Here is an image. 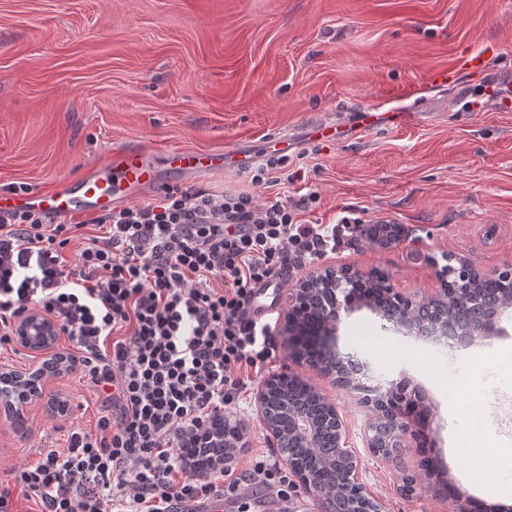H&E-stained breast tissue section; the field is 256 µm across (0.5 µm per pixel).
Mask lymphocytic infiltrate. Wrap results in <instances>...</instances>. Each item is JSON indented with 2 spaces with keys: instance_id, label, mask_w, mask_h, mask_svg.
Instances as JSON below:
<instances>
[{
  "instance_id": "1",
  "label": "lymphocytic infiltrate",
  "mask_w": 512,
  "mask_h": 512,
  "mask_svg": "<svg viewBox=\"0 0 512 512\" xmlns=\"http://www.w3.org/2000/svg\"><path fill=\"white\" fill-rule=\"evenodd\" d=\"M99 235L32 210L0 217V347L35 310L56 321L103 403L92 430L13 466L0 512L15 498L39 512H180L181 504L238 496L250 480L281 501L295 488L274 456L245 478L225 464L192 467L187 447L237 412L245 371L262 374L278 349L254 319L256 285L289 277L351 240L355 220L304 224L295 204L248 193L176 189L93 219ZM81 240L74 267L62 251Z\"/></svg>"
}]
</instances>
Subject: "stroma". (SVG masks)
<instances>
[{
    "mask_svg": "<svg viewBox=\"0 0 512 512\" xmlns=\"http://www.w3.org/2000/svg\"><path fill=\"white\" fill-rule=\"evenodd\" d=\"M484 70L455 87L428 75L460 55L485 52ZM512 87V0H0V191L49 188L80 179L113 149L209 150L234 139L263 152L268 135L287 131L288 162H305L304 180L254 187L249 171L201 181L215 193L252 192L315 203L305 224L345 213L407 230L398 243L362 242L324 257L335 267L389 272L408 294L434 295L444 266L470 264L490 275L512 267V110L469 111L485 85ZM416 117L398 120V112ZM340 113V138L314 142L306 126ZM382 113L379 129L363 123ZM504 334L453 350L416 347L368 309L342 315L336 350L366 364L372 384L408 379L432 408L434 451L447 482L466 496L496 483L485 460L449 447L457 411L486 396L468 363L489 368L500 395L512 397V321ZM275 372H299L333 402L359 468V481L383 512H455L437 480L412 497L399 488L422 479L417 448L389 459L367 447L368 410L332 378L297 367L280 351ZM75 410L48 417L30 407L23 428L0 418V479L43 448L65 447L70 426L94 428L100 406L78 371L52 379ZM242 421L237 462L273 452L254 392Z\"/></svg>",
    "mask_w": 512,
    "mask_h": 512,
    "instance_id": "stroma-1",
    "label": "stroma"
}]
</instances>
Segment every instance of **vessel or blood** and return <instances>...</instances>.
Here are the masks:
<instances>
[{
    "label": "vessel or blood",
    "mask_w": 512,
    "mask_h": 512,
    "mask_svg": "<svg viewBox=\"0 0 512 512\" xmlns=\"http://www.w3.org/2000/svg\"><path fill=\"white\" fill-rule=\"evenodd\" d=\"M482 55L460 57L456 64L431 74L436 85H452L464 75L481 68ZM249 158L236 142L208 150L169 148L159 150L151 143L114 149L77 181L58 179L47 189L30 193L0 192V213L34 210L59 220L96 216L143 198L156 186L162 172L174 170L190 180H201L229 169H241ZM282 280L272 277L255 288L249 310L265 318L279 309Z\"/></svg>",
    "instance_id": "b4317fda"
}]
</instances>
